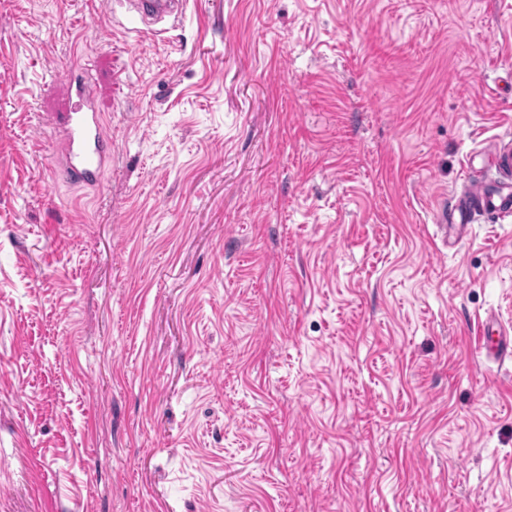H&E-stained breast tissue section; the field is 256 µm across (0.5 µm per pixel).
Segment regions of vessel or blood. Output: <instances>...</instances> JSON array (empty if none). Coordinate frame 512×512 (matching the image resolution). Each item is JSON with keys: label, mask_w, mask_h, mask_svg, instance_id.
<instances>
[{"label": "vessel or blood", "mask_w": 512, "mask_h": 512, "mask_svg": "<svg viewBox=\"0 0 512 512\" xmlns=\"http://www.w3.org/2000/svg\"><path fill=\"white\" fill-rule=\"evenodd\" d=\"M141 20L160 19L183 14L186 0H128ZM70 95L65 115L58 127L60 159L57 176L84 185L95 184L99 173L110 160L109 135L96 107L93 84L89 77L68 71ZM495 181L471 177L460 200L458 221L448 227V244L456 246L463 238L474 210L490 213L512 212V151L503 152L498 161ZM475 348L486 361L497 364L512 359V325L495 315H487L475 331Z\"/></svg>", "instance_id": "b4317fda"}]
</instances>
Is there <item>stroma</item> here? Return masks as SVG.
<instances>
[{
  "label": "stroma",
  "mask_w": 512,
  "mask_h": 512,
  "mask_svg": "<svg viewBox=\"0 0 512 512\" xmlns=\"http://www.w3.org/2000/svg\"><path fill=\"white\" fill-rule=\"evenodd\" d=\"M0 0V512H512V0ZM111 138L57 180L71 62ZM142 21L161 19L172 14L184 13L186 0H128ZM498 176L492 186L484 176H473L468 180L460 200L457 224H444L448 227V248H453L464 237L475 209L495 214H508L512 211V151L503 152L498 161ZM475 348L486 361L502 364L512 359V327L495 315H487L475 331Z\"/></svg>",
  "instance_id": "obj_1"
}]
</instances>
